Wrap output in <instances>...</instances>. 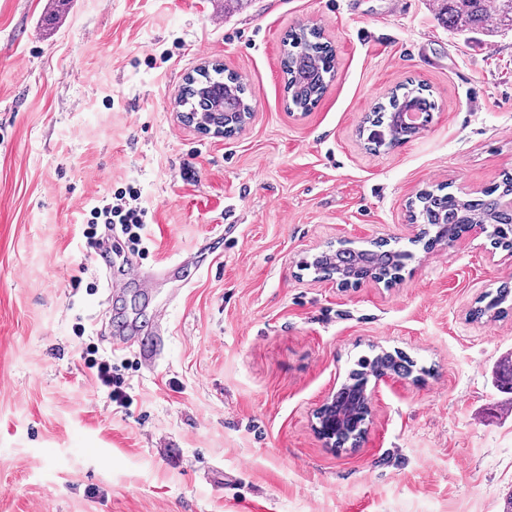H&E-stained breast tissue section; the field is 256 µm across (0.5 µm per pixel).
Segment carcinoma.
<instances>
[{
    "instance_id": "obj_1",
    "label": "carcinoma",
    "mask_w": 512,
    "mask_h": 512,
    "mask_svg": "<svg viewBox=\"0 0 512 512\" xmlns=\"http://www.w3.org/2000/svg\"><path fill=\"white\" fill-rule=\"evenodd\" d=\"M437 20L458 35L480 32L494 36L505 30L512 31V0H438ZM284 54L281 60L285 75V90L291 104L302 112L309 111L321 98L334 76L336 54L332 45L322 41L321 33L314 28L300 26L287 32L283 40ZM229 88L224 96V109L232 112H248L251 105L242 82L232 73L222 74L213 69L201 77L184 93L182 102L190 105L191 112L208 111V100L204 89ZM421 85L406 89L398 96L392 95L388 105H380L369 120L372 130L368 141L380 145L387 138L397 144L406 137V132L396 130L398 113L416 109L429 115L432 103L424 95ZM512 196V175L485 190L480 197H463L453 193L424 191L410 203L412 219L424 224L414 242L428 249L439 242H452L465 231L468 224H497L499 228L493 244L512 248V206L504 204L502 198ZM409 254L387 247L385 242H376L371 249H339L323 252L306 264V268L324 277L332 270H346L352 283L356 284L369 274L377 278L395 279ZM512 292L501 288L483 306L471 311L476 320L483 317L499 318L512 310L506 305ZM409 372L402 357L389 352L373 356H362L357 368L349 374V382L336 394V407L342 418L336 420L333 431L336 445L357 440L363 432L364 416L367 414L366 393L369 377L378 373ZM497 388L512 394V357L499 363L496 371Z\"/></svg>"
}]
</instances>
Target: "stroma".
I'll return each mask as SVG.
<instances>
[{"label": "stroma", "instance_id": "35a3bbf8", "mask_svg": "<svg viewBox=\"0 0 512 512\" xmlns=\"http://www.w3.org/2000/svg\"><path fill=\"white\" fill-rule=\"evenodd\" d=\"M435 4L0 0V512H502L512 404L495 371L512 314L469 312L512 289V248L465 233L423 249L409 204L512 174V31L459 38ZM299 26L336 51L306 113L281 70ZM207 60L251 99L229 138L174 107ZM410 82L436 104L430 123L372 148L365 116ZM129 184L152 254L105 266L82 236L89 204ZM381 238L410 254L392 285L301 266ZM133 263L150 288L126 282ZM129 322L159 364L133 372L122 410L81 354ZM380 351L412 374L369 385L363 438L328 447L317 410Z\"/></svg>", "mask_w": 512, "mask_h": 512}]
</instances>
